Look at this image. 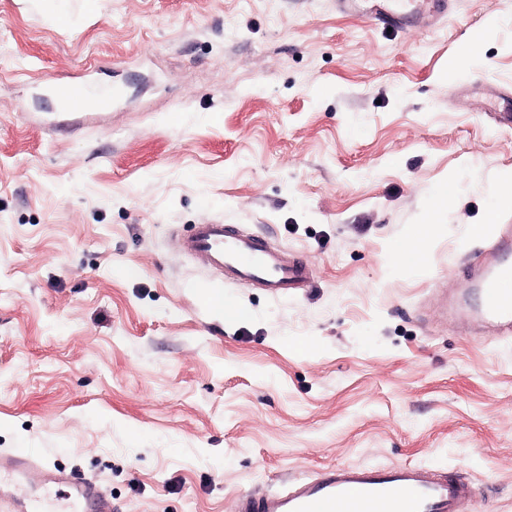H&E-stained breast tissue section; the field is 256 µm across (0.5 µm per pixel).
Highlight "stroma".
<instances>
[{"label": "stroma", "instance_id": "stroma-1", "mask_svg": "<svg viewBox=\"0 0 512 512\" xmlns=\"http://www.w3.org/2000/svg\"><path fill=\"white\" fill-rule=\"evenodd\" d=\"M0 0V452L118 512H232L339 465L453 467L512 512V341L443 317L512 175V0L387 29L336 0ZM476 63L450 73L473 37ZM79 83L77 116L49 94ZM455 181L447 205L436 190ZM239 224L300 257L285 297L179 244ZM429 224L419 265L393 261ZM222 288L242 319L207 296ZM70 512L66 488L0 496ZM30 470L38 471L47 485L68 487L69 497L72 498L76 506L90 509V511L83 512H112V505L99 494L92 484L77 480L70 472L44 466L38 457L31 456L24 450L0 454V473L8 471L24 474Z\"/></svg>", "mask_w": 512, "mask_h": 512}]
</instances>
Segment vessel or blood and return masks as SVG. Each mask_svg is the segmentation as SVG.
<instances>
[{"instance_id":"vessel-or-blood-1","label":"vessel or blood","mask_w":512,"mask_h":512,"mask_svg":"<svg viewBox=\"0 0 512 512\" xmlns=\"http://www.w3.org/2000/svg\"><path fill=\"white\" fill-rule=\"evenodd\" d=\"M55 99L80 109L85 97L77 84L53 82ZM186 249L224 283L246 284L273 297L310 287L313 274L293 255L271 248L262 237L235 224L196 225ZM480 304L468 298L441 299L444 310L461 319L478 318L503 336L512 337V224L498 225L494 237L465 257ZM38 471L51 486H65L84 512H111L112 506L87 482L70 472L44 466L24 450L0 454V472ZM474 485L454 470H429L404 464L382 469L372 465L327 467L284 489L247 493L236 499L233 512H461L473 497Z\"/></svg>"}]
</instances>
